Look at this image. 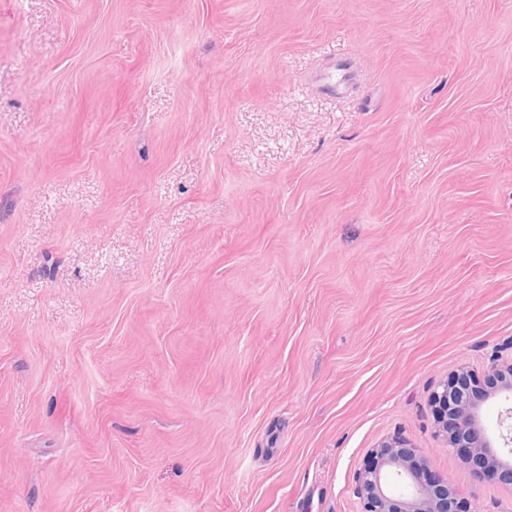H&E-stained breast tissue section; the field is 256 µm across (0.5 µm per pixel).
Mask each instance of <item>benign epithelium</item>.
<instances>
[{
  "label": "benign epithelium",
  "instance_id": "7a95c632",
  "mask_svg": "<svg viewBox=\"0 0 512 512\" xmlns=\"http://www.w3.org/2000/svg\"><path fill=\"white\" fill-rule=\"evenodd\" d=\"M487 377L494 380L490 387L462 365L439 382L431 396L435 424L447 447L466 457L480 477L512 489V464L500 452L504 447L512 454V408L501 415L495 438L488 435L481 413L483 403L492 397L512 398V359L503 363L493 357ZM371 457L356 480L361 512H478L475 502L458 495L446 479L434 474L426 480L421 470L428 464L421 449L404 439L382 442Z\"/></svg>",
  "mask_w": 512,
  "mask_h": 512
}]
</instances>
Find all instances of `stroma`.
I'll list each match as a JSON object with an SVG mask.
<instances>
[{"mask_svg":"<svg viewBox=\"0 0 512 512\" xmlns=\"http://www.w3.org/2000/svg\"><path fill=\"white\" fill-rule=\"evenodd\" d=\"M343 65L349 88L322 91ZM512 352V0H0V512H360Z\"/></svg>","mask_w":512,"mask_h":512,"instance_id":"obj_1","label":"stroma"}]
</instances>
